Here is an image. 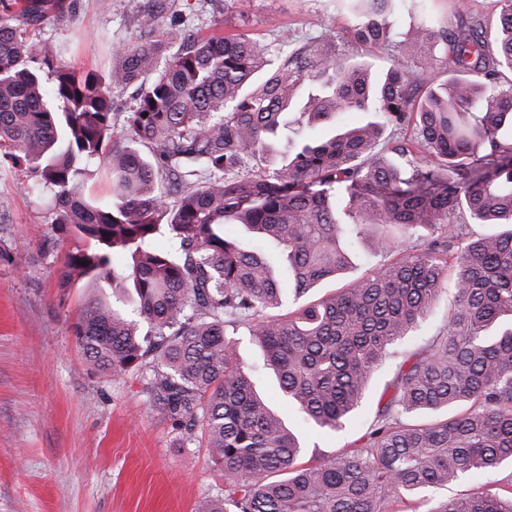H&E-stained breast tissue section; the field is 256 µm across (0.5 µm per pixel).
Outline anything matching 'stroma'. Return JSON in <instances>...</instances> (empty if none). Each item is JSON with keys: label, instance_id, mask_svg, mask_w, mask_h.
I'll use <instances>...</instances> for the list:
<instances>
[{"label": "stroma", "instance_id": "1", "mask_svg": "<svg viewBox=\"0 0 512 512\" xmlns=\"http://www.w3.org/2000/svg\"><path fill=\"white\" fill-rule=\"evenodd\" d=\"M78 26L47 21L26 34L79 71L106 72L114 41L136 35L142 0H61ZM349 8L336 0H219L188 12L169 0L160 28L202 36L240 33L261 43H312L332 33L344 61L373 76L391 51L350 40ZM30 173L0 156V512H198L223 497L224 477L204 435L182 431L143 391L139 376L90 368L72 323L94 288L60 285L69 241L51 225L52 194L32 192ZM394 362L376 372L354 423L307 431L305 456H336L374 417Z\"/></svg>", "mask_w": 512, "mask_h": 512}]
</instances>
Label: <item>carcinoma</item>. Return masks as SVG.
<instances>
[{
    "mask_svg": "<svg viewBox=\"0 0 512 512\" xmlns=\"http://www.w3.org/2000/svg\"><path fill=\"white\" fill-rule=\"evenodd\" d=\"M164 2L139 12L136 38L112 44L104 76L54 61L0 19V152L53 192V230L72 244L60 287L120 290L77 316L86 362L141 372L176 427L206 433L224 501L201 512H392L403 494L450 484L469 489L427 512H512V473L494 491L488 481L512 465V229H470L512 226V0H499L491 28L460 3L451 30L410 0L422 93L405 56L374 79L365 63L339 62L332 36L295 48L161 34ZM349 2L351 40L392 47L387 0ZM47 12V0L19 9L33 23ZM304 84L303 113L334 134L275 161ZM130 86L138 96L119 129L112 92ZM347 112L370 117L341 128ZM96 158L105 202L85 190ZM160 237L174 247L155 248ZM363 241L383 262L354 277ZM330 279L344 284L312 297ZM446 290V323L401 348ZM240 330L320 429L343 428L375 371L402 360L366 432L339 456L305 461L301 428L240 359Z\"/></svg>",
    "mask_w": 512,
    "mask_h": 512,
    "instance_id": "obj_1",
    "label": "carcinoma"
}]
</instances>
